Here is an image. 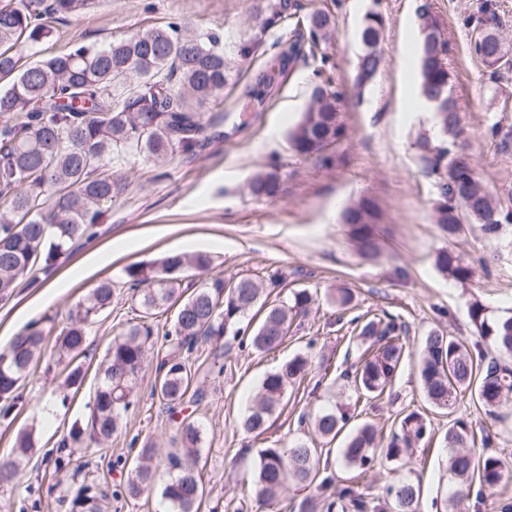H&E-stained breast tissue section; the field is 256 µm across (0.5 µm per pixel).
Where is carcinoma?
<instances>
[{"label": "carcinoma", "mask_w": 512, "mask_h": 512, "mask_svg": "<svg viewBox=\"0 0 512 512\" xmlns=\"http://www.w3.org/2000/svg\"><path fill=\"white\" fill-rule=\"evenodd\" d=\"M100 5V0H0V300L11 298L26 279L55 267L58 258L98 234L101 216L126 188L112 173V162L142 157L163 162L175 152H194L207 130L206 111L224 99V51L215 48L217 37H202L180 23L139 31L103 48L74 42L42 59L21 63L22 51L46 41L56 26L78 20ZM418 92L421 98L442 96L441 118L436 123L445 144L426 138L416 147L431 172L445 173L436 223L454 236L470 220L495 235L512 223V210L493 202L472 165L463 139L462 117L449 88L448 42L427 7L420 9ZM329 17L320 11L308 17L310 48L327 36ZM382 23L371 14L360 33L364 50L358 62L356 86L369 84L379 71L378 51ZM479 56L497 55L487 64L492 74L512 63L498 38H477ZM313 103L291 131L296 153L325 159L323 152L340 136L337 93L318 85ZM253 196L273 199L280 193L279 177L261 172L249 183ZM378 219L373 202L363 199L344 211L345 223L360 256L373 260L379 254L375 232ZM211 259L205 254L170 253L158 260L125 269V280L100 282L68 312L65 326L56 332L59 358L75 360L84 352L86 336L97 317L112 306L116 291L129 286L139 293L142 320L127 324L110 341L95 391L90 429L75 424L70 438L99 442L122 429L132 406L139 372L148 360L147 344L153 327L147 318L174 310L165 332L167 349L157 360L158 375L153 393L172 408L184 402L198 369L190 355L201 340H220L226 335L242 349L267 353L280 347L295 320L307 314L313 294L297 288L284 301L267 305L266 290L278 287L271 277L242 275L235 280L209 278L190 294L183 289L189 270L205 272ZM438 267L458 281L471 276V268L450 251L438 255ZM257 306L264 314L257 322L246 320ZM468 317L476 330L472 345L453 336L431 331L419 351V380L427 401L446 409L463 391L497 416L512 395V316H497L490 307L475 302ZM354 339L362 348L354 368L342 371L351 383L355 403L379 398L391 391L402 367L408 326L398 317L357 315ZM48 331L34 322L18 333L0 352V416L6 418L22 402L20 383L40 356ZM310 362L303 355L288 360L279 370L267 373L253 398L249 412L240 420L247 434L260 436L283 404L288 389L303 379ZM354 414L339 407L322 408L301 416L307 432L284 448L260 451L256 472V496L271 507L290 484L298 488L317 482L336 487V498L302 497L294 512H420V483L394 476L385 497L376 501L357 489L339 483L322 458L317 443H332L348 427ZM428 424L418 410L401 416L398 429L383 447L376 427L361 422L347 433L340 450L345 466L365 473L384 462L399 461L426 438ZM201 427L183 419L172 443L179 448L167 456V478L159 480L154 464L156 449L147 442L138 449L135 467L125 492L137 497L160 487L172 512H198L203 484L198 469ZM449 449L447 471L452 490L445 498L448 512H455L467 498L473 482L497 489L505 477V464L494 456H478L476 439L467 421L458 418L445 433ZM36 448L35 430L18 433L13 457L0 461V487L12 484L20 463ZM71 512H104L96 488L81 485L70 499Z\"/></svg>", "instance_id": "carcinoma-1"}]
</instances>
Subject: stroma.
<instances>
[{"label": "stroma", "mask_w": 512, "mask_h": 512, "mask_svg": "<svg viewBox=\"0 0 512 512\" xmlns=\"http://www.w3.org/2000/svg\"><path fill=\"white\" fill-rule=\"evenodd\" d=\"M277 2L102 0L78 21L60 26L54 38L58 49L73 41L101 47L170 22L217 34L227 64L224 103L212 110L208 139L197 154L177 152L159 165L133 158L116 166L128 187L106 212L94 243L62 256L40 284L20 286L11 299L0 301V349L32 321L46 328L63 323L101 280H121L127 266L169 253L210 255L213 277L281 272L286 278L282 295L306 288L315 302L276 351H242L225 339L224 361L231 371L210 376L202 401L182 409L169 410L153 395L157 361L148 359L138 374L126 426L105 445L76 443L68 434L74 422L88 419L105 350L113 334L140 315L134 291L121 289L89 330L86 351L77 360L83 372L78 392L60 400L57 386L69 368L57 362L50 339L46 354L21 383L26 406L0 418V458L11 453L21 429L37 427L35 452L14 484L0 487V512H70L72 491L91 481L107 494L109 512H168L159 490L136 498L125 494L135 456L132 444L153 441L156 462L165 465L174 428L187 415L203 430L200 512H233L238 504H253L260 451L299 435L301 414L352 401L340 376L351 333L331 301L339 288L352 291L355 313L389 311L409 327L404 365L390 396L363 404L361 418L375 424L385 439L406 411L418 410L430 420V441L415 448L402 468L421 481V512H436L444 498L448 452L443 438L454 419H465L474 431L491 432L492 455L512 471V402L493 417L464 393L453 407L440 410L427 403L418 379L419 344L430 330L469 343L473 301L498 314L512 311V224L495 236L475 223L445 236L434 219L438 178L428 174L415 147L419 137L437 134L433 115L417 94L418 11L425 6L449 42L450 86L475 169L503 206L512 208V68L491 75L472 50L475 31L469 19L483 0H287L281 25L261 28L256 5ZM315 11L330 16L333 36L314 51L301 41L297 58L281 65L297 20ZM371 13L383 23V62L372 82L359 90L360 32ZM250 41L259 42V49L240 57L239 45ZM261 79L265 97H247L246 89ZM320 82L331 83L340 94L341 136L324 162L299 156L289 142ZM259 171L278 175L276 199L250 194L249 181ZM363 198L379 213L380 253L372 261L360 257L341 219L344 208ZM95 248L101 254L93 262L89 256ZM446 250L470 263L469 281L458 282L438 268L436 257ZM298 354L311 362L307 376L289 390L266 434H244L237 423L263 376ZM59 460L64 463L60 471L55 468Z\"/></svg>", "instance_id": "stroma-1"}]
</instances>
